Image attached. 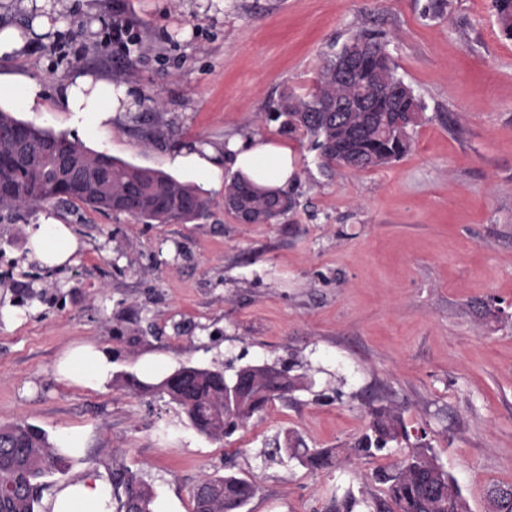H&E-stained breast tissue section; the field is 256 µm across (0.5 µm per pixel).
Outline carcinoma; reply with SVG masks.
Here are the masks:
<instances>
[{"label":"carcinoma","instance_id":"carcinoma-1","mask_svg":"<svg viewBox=\"0 0 512 512\" xmlns=\"http://www.w3.org/2000/svg\"><path fill=\"white\" fill-rule=\"evenodd\" d=\"M494 7L500 32L512 39V0H494ZM354 40L370 44L372 50L356 65L353 79H339L336 55H329L306 93L283 88L269 114L273 121L284 119L282 132H299L308 138L318 151L319 166L328 171L336 166L370 170L401 158L410 150L411 132L425 110L413 89L397 75V65L379 37L362 33ZM345 99L366 106L350 112L330 111ZM59 147L85 164L104 168L105 191L124 201L113 209L115 213L148 224H171L191 221L209 205L202 191L167 173L89 151L64 133L0 112L1 209L20 211L49 202H80L101 209L99 198L77 197L58 178L51 153ZM224 203L238 204L257 214L274 208L275 222L297 207L293 194L259 187L238 173L225 182ZM241 373L251 384L261 386V392L251 394L237 407L224 402V372L193 365L179 367L157 384L145 385L130 377L125 386L168 396L198 432L222 440L268 403L301 387L300 376L272 366H248ZM370 414L369 429L351 447L356 456L373 457L389 442L408 438L394 408L373 407ZM282 452L311 470L325 468L333 459L332 450L308 448L295 433L288 435V446L275 443L270 455ZM71 464L72 458L54 446L40 428L22 421L0 425V485L9 489L0 498V512H39L43 479L65 475ZM374 479L382 489L373 498L372 512H467L456 482L421 446L409 450L391 467L377 470ZM255 492V486L244 478L207 476L194 488V512L240 509ZM112 494L118 512H154V495L128 469L112 472ZM487 497L490 512H512V484L490 485Z\"/></svg>","mask_w":512,"mask_h":512}]
</instances>
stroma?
<instances>
[{
  "mask_svg": "<svg viewBox=\"0 0 512 512\" xmlns=\"http://www.w3.org/2000/svg\"><path fill=\"white\" fill-rule=\"evenodd\" d=\"M73 27L0 72L41 81L44 108L11 115L88 149L200 187L208 212L145 224L76 203L0 210V424L23 421L57 441L86 436L72 472L127 468L166 512H193L207 476L235 475L257 492L242 512H324L333 497L370 499L376 468L416 438L455 479L468 512L486 489L512 484V39L492 0H58ZM141 50L107 45L113 15ZM386 41L398 75L426 106L408 153L388 165L324 173L266 107L283 88L305 93L323 59L355 35ZM129 89L126 111L93 127L63 112L53 90L73 71ZM157 112L154 137L133 116ZM288 144L296 210L241 224L224 192L169 163L175 147H223L234 136ZM79 241L74 264L28 257L41 216ZM77 343L112 354L105 387L61 380ZM223 370L292 366L305 386L232 436L197 432L168 399L123 385L184 364ZM395 407L409 437L371 460L348 457L371 407ZM297 432L333 448L310 471L270 457Z\"/></svg>",
  "mask_w": 512,
  "mask_h": 512,
  "instance_id": "stroma-1",
  "label": "stroma"
}]
</instances>
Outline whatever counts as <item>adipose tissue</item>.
<instances>
[{
	"label": "adipose tissue",
	"instance_id": "obj_1",
	"mask_svg": "<svg viewBox=\"0 0 512 512\" xmlns=\"http://www.w3.org/2000/svg\"><path fill=\"white\" fill-rule=\"evenodd\" d=\"M24 25L0 28V56L21 55L32 50L38 39L69 26L56 0H22ZM63 111L93 125L111 120L113 113L125 111L127 89L94 75L74 72L55 90ZM234 155L233 165L257 185L286 189L295 172L288 146L260 138L228 142L226 151ZM29 257L48 266L73 262L78 242L71 231L53 219L42 220L29 236ZM58 374L70 384L96 388L112 377V361L97 346L82 343L68 348L57 363ZM46 512H115L109 482L93 474H79L56 487L43 502Z\"/></svg>",
	"mask_w": 512,
	"mask_h": 512
}]
</instances>
